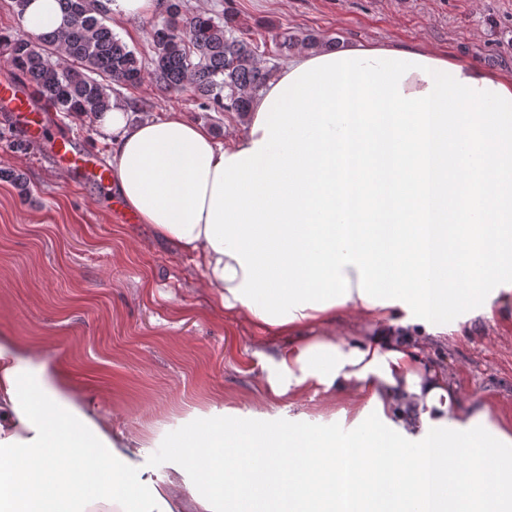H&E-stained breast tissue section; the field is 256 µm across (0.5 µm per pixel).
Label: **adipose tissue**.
<instances>
[{
  "instance_id": "ef3b65f1",
  "label": "adipose tissue",
  "mask_w": 512,
  "mask_h": 512,
  "mask_svg": "<svg viewBox=\"0 0 512 512\" xmlns=\"http://www.w3.org/2000/svg\"><path fill=\"white\" fill-rule=\"evenodd\" d=\"M119 194L140 223L197 258L225 313L289 337L265 356L273 396L354 397L375 413L349 434L192 426L177 479L133 472L131 445L0 336V506L75 512H507L512 425L465 403L427 338L448 311L512 284V79L421 46L298 51L255 94L243 135L216 142L173 114L94 116ZM402 317H395V310ZM368 316L367 338L297 337Z\"/></svg>"
}]
</instances>
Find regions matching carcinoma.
Returning <instances> with one entry per match:
<instances>
[{
  "label": "carcinoma",
  "mask_w": 512,
  "mask_h": 512,
  "mask_svg": "<svg viewBox=\"0 0 512 512\" xmlns=\"http://www.w3.org/2000/svg\"><path fill=\"white\" fill-rule=\"evenodd\" d=\"M66 24L50 33L0 31V58L57 112L91 116L112 108L116 86H134L145 78L136 52L98 15V0H60ZM166 17L152 27L150 75L164 88L189 92L200 107L214 112H249L253 94L273 69L259 62V46L239 29L234 14L191 13L185 0H165ZM280 53L297 46H326L313 33H282ZM64 57L65 64L53 60Z\"/></svg>",
  "instance_id": "1"
}]
</instances>
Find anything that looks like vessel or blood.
<instances>
[{"label": "vessel or blood", "mask_w": 512, "mask_h": 512, "mask_svg": "<svg viewBox=\"0 0 512 512\" xmlns=\"http://www.w3.org/2000/svg\"><path fill=\"white\" fill-rule=\"evenodd\" d=\"M0 104L5 105L13 113L17 127L29 143L49 144L56 162L66 170L92 179L103 190H110L111 170L98 162L92 149H78L69 139L51 136L45 124L44 114L35 105L27 88L13 83H0Z\"/></svg>", "instance_id": "1"}]
</instances>
